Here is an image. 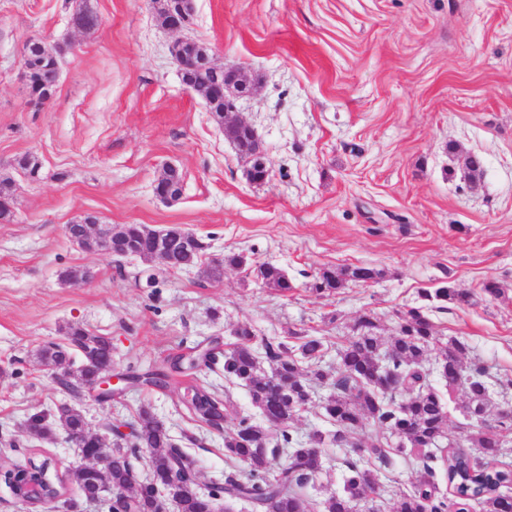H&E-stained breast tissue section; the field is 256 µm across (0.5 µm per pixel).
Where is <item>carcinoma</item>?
I'll return each instance as SVG.
<instances>
[{
    "label": "carcinoma",
    "instance_id": "1",
    "mask_svg": "<svg viewBox=\"0 0 512 512\" xmlns=\"http://www.w3.org/2000/svg\"><path fill=\"white\" fill-rule=\"evenodd\" d=\"M205 252L201 243L187 246L178 227L172 226L164 246L162 268L177 271L195 267ZM378 275L379 271L366 266L340 271L324 268L313 276L309 288L317 294H330L350 281L366 283ZM257 276L278 291L285 293L292 288L287 275L273 264L259 266ZM434 298L464 305L471 302L472 293L450 283L436 289ZM376 329L372 315L359 316L352 337L337 352L339 366L331 381L332 393L322 405L335 430L326 439L316 431L307 440L296 441L289 432L291 422L309 403L312 385L328 378L320 368L323 341L314 336L307 338L299 346V359L283 342L275 346L264 343L265 356L272 364L266 373L252 347L254 330L249 324L238 325L233 332L237 342L224 353V374L245 386L261 416L273 421L283 444L288 446L287 461L274 467L280 448H268V429L243 419L234 432L224 436V456L245 464L249 478L229 476L223 486L208 494L189 492L180 500V512H212L213 498L220 495L226 501H245L255 512H308L302 489L322 467L320 448L327 442L340 446L349 441L363 430L368 419L398 438L400 451L421 457L422 467L413 488L399 494L396 512H463L471 502L482 504L485 512H512V496L500 492L512 485V468L499 463L503 456L501 431H512V406L506 403L496 407L495 426L474 425L465 437L468 448L443 445L447 438L446 407L423 368L429 347L435 342L434 324L423 310L411 308L401 316L397 333L389 343L382 342ZM78 349L104 363L112 360L110 339L78 325L69 327L65 343L46 345L39 356L46 365L62 363ZM468 351L467 343L448 341L439 353V367L448 388L463 387L464 413L483 419L490 406L486 372L478 365H463ZM181 402L193 419L208 427L217 425L228 407L227 399L203 385L195 386L191 398L183 397ZM138 419L141 428L134 440L106 451L103 473L112 486L124 488L133 470L131 457L147 454L152 475L139 492L132 494L133 508L136 512H159L150 483L185 452L175 446L149 408H141ZM27 430L36 439L52 434L51 422L44 413L32 415L27 420ZM387 447L382 441L358 446L359 459L346 461L343 492L324 501V512H355L359 498L375 492L378 476L370 465L388 460ZM438 466L448 476L449 497L438 491Z\"/></svg>",
    "mask_w": 512,
    "mask_h": 512
}]
</instances>
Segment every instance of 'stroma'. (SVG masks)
<instances>
[{"mask_svg":"<svg viewBox=\"0 0 512 512\" xmlns=\"http://www.w3.org/2000/svg\"><path fill=\"white\" fill-rule=\"evenodd\" d=\"M185 37L216 63L244 67L257 92L237 104L260 136L271 168L250 183L247 163L182 82L152 0H0V177L13 181L12 211L0 219V464L47 460L64 487L62 502L42 512H108L85 500L73 479L85 460L63 430L45 440L25 423L52 411L64 395L37 352L63 342L78 323L112 341L117 371L166 369L171 358L209 342L232 347L234 329L297 349L301 337L325 346L320 366L335 372L336 351L356 319L372 314L390 338L399 317L423 308L438 338L424 362L446 406L448 436L463 441L470 422L464 392L433 368L441 345L469 346L468 363L495 383L492 403L512 402L498 379L512 378V0H195ZM95 28L75 29L79 10ZM60 46L53 98L31 105L21 75L27 38ZM478 157L483 176L463 180ZM34 158L38 180L17 165ZM183 179L179 201L154 194L164 167ZM95 213L104 224H173L209 242L201 266L140 282L145 263L116 261L76 248L65 226ZM244 254L222 280L204 272L225 253ZM281 268L288 293L265 286L258 266ZM368 265L376 281L347 283L320 296L309 283L323 267ZM86 269L88 282L61 274ZM498 278L499 299L482 282ZM455 282L474 295L460 306L429 301L424 291ZM189 382L218 389L231 406L222 430L195 422L180 388L132 385L101 403L82 394L73 405L92 434L112 443V426L131 432L150 407L196 462L198 489L243 479L246 466L224 455V436L241 419L261 422L247 389L203 366ZM351 447L326 444L322 468L306 487L318 503L342 488ZM421 467L390 451L378 467L374 498L355 512H394Z\"/></svg>","mask_w":512,"mask_h":512,"instance_id":"35a3bbf8","label":"stroma"}]
</instances>
